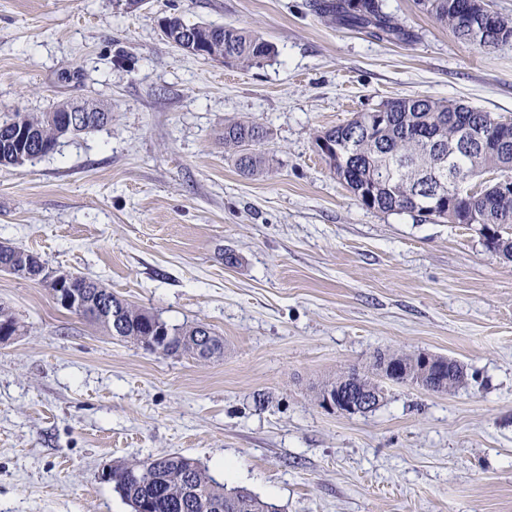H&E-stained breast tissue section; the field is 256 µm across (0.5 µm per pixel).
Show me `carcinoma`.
<instances>
[{"instance_id": "1", "label": "carcinoma", "mask_w": 512, "mask_h": 512, "mask_svg": "<svg viewBox=\"0 0 512 512\" xmlns=\"http://www.w3.org/2000/svg\"><path fill=\"white\" fill-rule=\"evenodd\" d=\"M423 10L441 25L448 27L460 42L479 48L496 46L512 39V18L492 14V23L476 39L465 31L468 13L475 12L481 0H418ZM312 6L324 17L351 30L390 41H407L411 34L383 9L382 0H312ZM170 27L193 32L194 56L218 61L226 66H260L274 53V46L261 36L233 26L187 24L180 17H164ZM32 115L26 112L0 113V166H17V155L35 160L54 151L61 141L95 131L112 120L108 112L97 120L73 131L64 122L63 108ZM495 118L460 102L431 98H397L370 112H358L347 122L326 129L315 138V146L326 144L321 152L336 179L344 183L369 209L383 213H410L420 221L448 215L440 209V198L427 176L448 174L453 167L460 196L447 198L448 211L459 223L471 212L482 217L487 234L486 246L507 260H512V236L500 232V226L512 225V190L486 187L484 196H466V184L476 171L488 169L512 174V141L508 147L482 151L459 150L442 159L439 147L458 145L460 131L492 134ZM266 130L250 122L224 125V148L231 151L239 171L254 176L262 169V158L256 152ZM350 155L345 165L336 163V151ZM27 250H0V266L11 264L10 273L26 278L21 266ZM69 291L81 297L85 310L76 316L99 325L110 336L131 339L150 336L155 314L145 307L131 305L97 282L79 276L70 281ZM114 309L119 324L96 314L99 307ZM165 354L195 356L188 336L198 337L196 344L210 348L215 355L221 341L203 324L175 325ZM445 366L440 391L458 389L466 383V372L457 361L438 357ZM112 482L122 486L127 503H146L147 512H208L207 504L220 500L222 512H275V508L243 489L229 490L218 483L204 466L183 457L164 455L150 457L135 464H118L110 469Z\"/></svg>"}]
</instances>
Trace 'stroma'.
Masks as SVG:
<instances>
[{"instance_id": "35a3bbf8", "label": "stroma", "mask_w": 512, "mask_h": 512, "mask_svg": "<svg viewBox=\"0 0 512 512\" xmlns=\"http://www.w3.org/2000/svg\"><path fill=\"white\" fill-rule=\"evenodd\" d=\"M309 2L0 0V113L112 110L0 166V242L224 340L207 362L150 352L0 271L23 327L0 344V512H130L103 470L162 454L280 512H512V262L466 225L366 208L314 142L399 97L512 119V41L461 44L417 0H384L414 38L381 41ZM169 14L275 53L186 54L160 33ZM230 121L266 129L263 174L225 151ZM392 351L452 357L467 382L387 381L366 414L318 405Z\"/></svg>"}]
</instances>
